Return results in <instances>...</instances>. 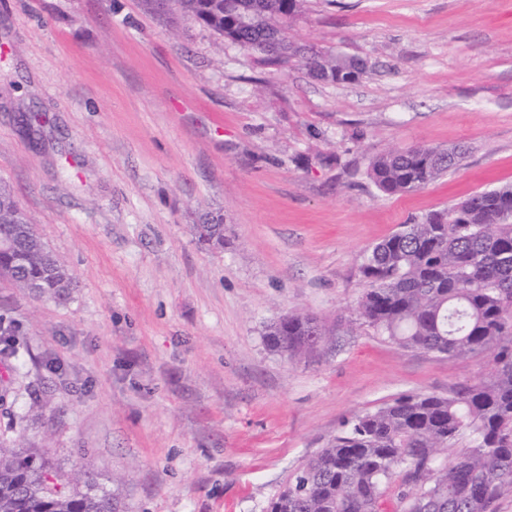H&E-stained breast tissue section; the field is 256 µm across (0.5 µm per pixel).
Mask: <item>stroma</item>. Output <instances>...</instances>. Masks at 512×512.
Returning a JSON list of instances; mask_svg holds the SVG:
<instances>
[{
  "label": "stroma",
  "mask_w": 512,
  "mask_h": 512,
  "mask_svg": "<svg viewBox=\"0 0 512 512\" xmlns=\"http://www.w3.org/2000/svg\"><path fill=\"white\" fill-rule=\"evenodd\" d=\"M280 67L150 0H0V182L72 272L68 302L0 278V444L120 512H267L356 413L488 379L358 316L365 252L400 225L512 185V0H301ZM46 122L31 143L21 117ZM466 148L425 188L381 193L382 152ZM224 220V244L197 224ZM302 312L330 343L289 357ZM306 64L312 77L336 84L355 82L365 73L361 60L342 54L310 56ZM268 345L282 354L295 356L326 342L332 334L307 314L291 313L267 326Z\"/></svg>",
  "instance_id": "obj_1"
}]
</instances>
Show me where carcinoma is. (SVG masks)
I'll use <instances>...</instances> for the list:
<instances>
[{"mask_svg":"<svg viewBox=\"0 0 512 512\" xmlns=\"http://www.w3.org/2000/svg\"><path fill=\"white\" fill-rule=\"evenodd\" d=\"M179 10L214 32L228 25L242 45L275 42L264 56L279 65L298 53L283 22L299 0H173ZM312 77L348 84L362 61L336 54L311 56ZM458 147L416 146L374 157L368 175L379 191H417L448 172ZM199 237L224 245L223 219L198 224ZM0 276L38 298L65 300L73 277L36 233L13 191L0 184ZM359 315L379 335L404 349L464 359L485 353L492 376L447 396L402 394L359 412L329 444L289 474L268 512H382L398 484L395 512H495L512 498V186L474 193L445 209L402 224L364 256ZM331 333L307 314L291 313L267 326L274 350L304 354ZM465 449L448 458V449ZM0 512H116L112 496L85 481L66 495L47 481L44 464L0 446Z\"/></svg>","mask_w":512,"mask_h":512,"instance_id":"1","label":"carcinoma"}]
</instances>
